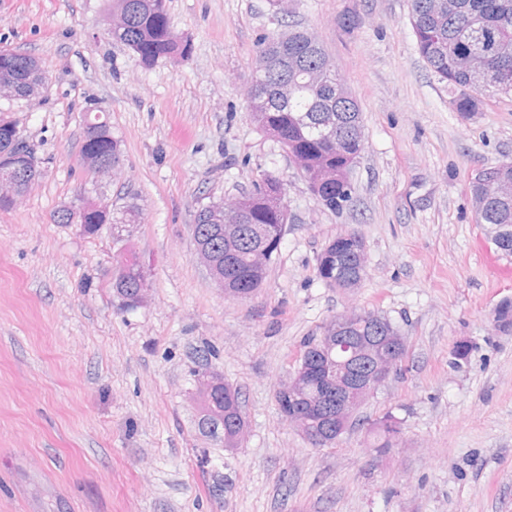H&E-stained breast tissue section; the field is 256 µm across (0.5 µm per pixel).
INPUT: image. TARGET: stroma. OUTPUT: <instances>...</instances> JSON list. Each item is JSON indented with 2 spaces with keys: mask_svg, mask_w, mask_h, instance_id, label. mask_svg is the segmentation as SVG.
<instances>
[{
  "mask_svg": "<svg viewBox=\"0 0 512 512\" xmlns=\"http://www.w3.org/2000/svg\"><path fill=\"white\" fill-rule=\"evenodd\" d=\"M185 57L141 65L113 40L112 0H0V49L33 55L35 100H0L43 175L0 210V512H512V256L477 223L481 169L512 160V93L460 114L419 56L409 0H166ZM357 19L354 28L343 18ZM314 33L362 112L364 148L339 210L311 192L255 123L247 80L260 37ZM107 118L123 164L97 181L79 155L86 116ZM284 180L291 222L262 288L224 294L194 252L203 206L260 174ZM140 208L126 240L52 214L80 191ZM365 243L368 275L329 287L317 259L336 235ZM150 288L123 312L108 283L119 251ZM350 309L388 318L404 370L316 448L276 392L309 337ZM466 346L457 358L458 346ZM241 393L237 447L202 436L194 371ZM398 434L376 451L374 428Z\"/></svg>",
  "mask_w": 512,
  "mask_h": 512,
  "instance_id": "1",
  "label": "stroma"
}]
</instances>
